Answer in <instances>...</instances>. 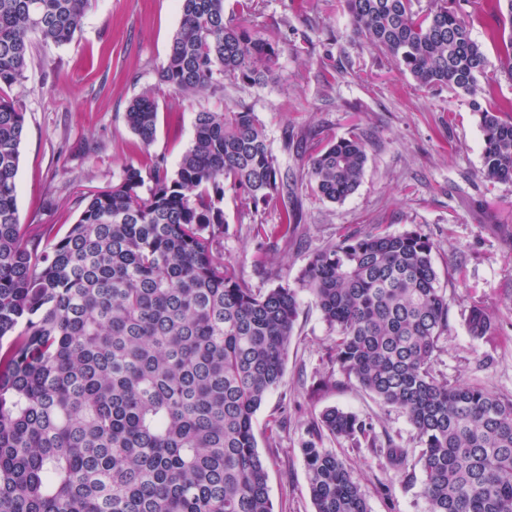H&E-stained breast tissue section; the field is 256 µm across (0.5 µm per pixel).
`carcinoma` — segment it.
<instances>
[{"label": "carcinoma", "mask_w": 512, "mask_h": 512, "mask_svg": "<svg viewBox=\"0 0 512 512\" xmlns=\"http://www.w3.org/2000/svg\"><path fill=\"white\" fill-rule=\"evenodd\" d=\"M356 35L422 87L471 99L482 132L481 175L512 182V110L491 80H512V0H491L497 67L472 38V0H341ZM91 0H0V512H275L254 432L284 378L311 296L335 334L336 363L419 439L427 512H512V397L437 379L448 296L432 242L416 230L341 234L316 249L293 283L249 287L224 251V196L250 223L278 206L274 233L297 224L296 181L253 108L195 113L178 168L148 158L87 197L76 223L19 222L16 177L25 112L9 95L32 58L31 35L71 42ZM181 20L161 80L187 99L226 84L261 86L279 42L257 35L255 0H179ZM126 121L148 150L158 104L132 99ZM368 137L319 141L306 189L342 203L358 189ZM469 334L495 335L483 302ZM318 432L377 445L372 426L330 407ZM315 512H369L347 464L301 448Z\"/></svg>", "instance_id": "1"}]
</instances>
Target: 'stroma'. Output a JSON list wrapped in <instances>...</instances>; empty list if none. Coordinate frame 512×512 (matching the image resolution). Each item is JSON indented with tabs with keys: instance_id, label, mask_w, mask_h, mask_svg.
<instances>
[{
	"instance_id": "35a3bbf8",
	"label": "stroma",
	"mask_w": 512,
	"mask_h": 512,
	"mask_svg": "<svg viewBox=\"0 0 512 512\" xmlns=\"http://www.w3.org/2000/svg\"><path fill=\"white\" fill-rule=\"evenodd\" d=\"M252 26L279 40L271 82L228 86L223 98L177 99L160 80L180 24L178 0H92L80 32L67 44L33 38V58L12 93L25 109L17 206L21 224L66 231L84 196L111 185L143 155L177 164L194 136V114L237 101L266 126L274 153L298 181L300 223L288 238L258 241L240 203L224 198V249L243 279L270 289L296 277L319 247L346 232L415 229L434 244L433 262L448 295V330L439 342L437 378L466 381L512 396V182L482 177V134L469 101L421 87L355 35L336 0H256ZM158 100V132L137 149L125 114L144 91ZM367 133L368 163L356 192L342 203L315 200L303 187L312 140ZM265 270L254 265L257 250ZM483 302L501 327L494 341L470 336L464 318ZM334 335L310 300L288 350L284 382L256 413L255 434L267 464L276 512H314L301 449L307 442L350 467L370 512H427L420 483L391 464L394 443L416 460V434L402 411L382 405L341 370ZM337 407L371 423L375 448L317 436L321 412Z\"/></svg>"
}]
</instances>
